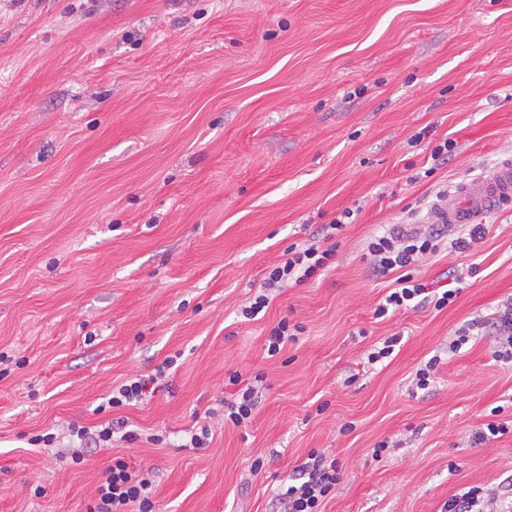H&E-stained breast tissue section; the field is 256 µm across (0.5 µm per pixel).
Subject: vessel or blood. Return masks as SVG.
<instances>
[{
    "label": "vessel or blood",
    "mask_w": 512,
    "mask_h": 512,
    "mask_svg": "<svg viewBox=\"0 0 512 512\" xmlns=\"http://www.w3.org/2000/svg\"><path fill=\"white\" fill-rule=\"evenodd\" d=\"M512 203V159L498 163L477 180L457 184L440 218L449 227L469 224L480 215Z\"/></svg>",
    "instance_id": "vessel-or-blood-1"
}]
</instances>
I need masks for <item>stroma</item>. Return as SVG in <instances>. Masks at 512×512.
<instances>
[{
    "instance_id": "stroma-1",
    "label": "stroma",
    "mask_w": 512,
    "mask_h": 512,
    "mask_svg": "<svg viewBox=\"0 0 512 512\" xmlns=\"http://www.w3.org/2000/svg\"><path fill=\"white\" fill-rule=\"evenodd\" d=\"M506 158L512 0H0V512H88L117 457L155 470L156 512H272L314 449L341 467L323 512H443L471 486L505 512L512 431L473 435L512 422V365L490 336L446 347L512 300V205L479 216L472 248L420 262L459 291L440 311L376 321L392 281L365 242ZM348 208L335 265L244 320L266 267ZM283 318L303 331L267 357ZM392 334L399 352L368 364ZM438 351L434 383L410 391ZM171 355L168 387L101 411ZM235 370L269 385L252 422L186 447ZM116 415L141 440L80 464L29 442Z\"/></svg>"
}]
</instances>
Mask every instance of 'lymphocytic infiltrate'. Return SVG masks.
Wrapping results in <instances>:
<instances>
[{
    "label": "lymphocytic infiltrate",
    "instance_id": "lymphocytic-infiltrate-1",
    "mask_svg": "<svg viewBox=\"0 0 512 512\" xmlns=\"http://www.w3.org/2000/svg\"><path fill=\"white\" fill-rule=\"evenodd\" d=\"M353 215L344 210L321 231V237L304 246H290L277 263L268 267L265 276L242 315L255 319L268 308L270 290L293 283L301 285L318 272L330 268L336 259L338 244L336 234ZM442 236L436 232L418 233L398 227L380 235L371 236L367 242L370 267L373 276L394 277L396 286L375 308V318L383 319L398 311L431 305L441 310L454 302L457 290L440 291L419 278L416 266L423 257L439 252ZM495 336L496 360L512 362V303L503 305L493 314L468 321L459 327L448 344L449 352L459 351L471 338L487 334ZM175 363L165 358L151 375L130 380L113 389L107 400L109 408L135 405L154 394L158 380L165 378ZM265 377L255 374L253 379L243 380L240 373H231L230 385L236 391L232 398L222 400V415L228 426L241 427L252 421L262 401ZM340 481V469L336 460L327 459L324 453L311 451L305 462L297 466L291 482L276 499L284 506V512H322V506ZM153 482L149 474L130 469L122 459H114L106 475L96 488V504L90 512H123L124 507L136 506L137 512H154L152 499Z\"/></svg>",
    "mask_w": 512,
    "mask_h": 512
}]
</instances>
